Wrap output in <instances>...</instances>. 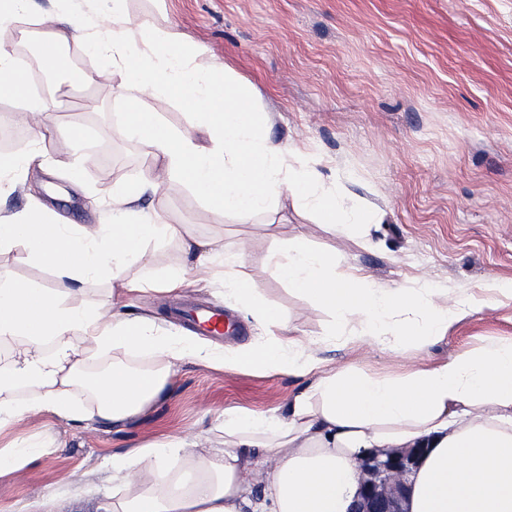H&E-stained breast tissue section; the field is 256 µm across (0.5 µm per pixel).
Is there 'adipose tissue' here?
I'll use <instances>...</instances> for the list:
<instances>
[{
  "instance_id": "1",
  "label": "adipose tissue",
  "mask_w": 512,
  "mask_h": 512,
  "mask_svg": "<svg viewBox=\"0 0 512 512\" xmlns=\"http://www.w3.org/2000/svg\"><path fill=\"white\" fill-rule=\"evenodd\" d=\"M125 2L112 0L105 14L97 0H57L56 12L35 20L39 68L66 71L61 50L72 44L95 56L97 68L82 81L116 89L125 135L147 147L155 166L113 197L111 219L99 224L61 223L41 204L0 215V251L24 245L63 281L38 288L0 276V346L12 352L0 367V470H23L45 454L42 443L16 434L28 416L126 421L161 398L176 366L190 360L234 373H286L308 385L272 414L225 409L206 439L174 436L106 459L118 487L102 512H349L362 485L358 459L400 448L423 451L407 477L404 512H512V338L396 377L336 368L318 355L326 340L397 356L409 344L427 348L481 310L485 295L512 297V280L487 281L480 296L386 288L335 253L287 239L267 263L331 317L324 334H299L263 296L259 272L243 273L245 249L225 250L193 225L168 223L163 206L141 208L143 192L179 180L207 207L244 221L289 197L335 230L374 223L376 213L348 206L343 186L324 187L319 158L265 132L248 83L199 65L180 33L133 19ZM0 95L18 101L20 119L39 137L50 134L55 96L31 93L5 45ZM171 96L191 112L190 129L170 128L143 106ZM172 240L191 251V268L156 271L151 247ZM90 277L111 281L109 293L92 306L71 303V283ZM214 281L263 342L219 347L127 311L139 294L175 297ZM254 471L268 476L257 498L247 480Z\"/></svg>"
}]
</instances>
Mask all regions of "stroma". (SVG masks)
<instances>
[{"instance_id":"1","label":"stroma","mask_w":512,"mask_h":512,"mask_svg":"<svg viewBox=\"0 0 512 512\" xmlns=\"http://www.w3.org/2000/svg\"><path fill=\"white\" fill-rule=\"evenodd\" d=\"M192 43L199 60L248 81L269 133L316 154L325 183L344 177L352 202L376 210L377 224L332 232L282 199L242 224L208 209L191 188L165 183L172 224L220 235L261 263L296 236L363 268L380 285L429 283L455 295L487 276L512 279V0H128ZM54 113L59 133L76 129L83 163L74 177L52 176L56 140L41 145L43 165L24 187L0 195V213L40 198L66 224L112 215L113 194L139 182L151 160L120 134L123 102L110 86L66 76ZM41 288L58 284L23 248L0 253V271ZM267 299L301 332L316 336L330 317L292 293L274 270L261 282ZM512 337V298L465 316L447 336L400 358L327 342L329 364L395 375L435 364L461 349ZM286 374L220 371L180 364L164 396L128 422L87 427L45 415L22 423L48 455L17 473L0 471V512H99L112 494L104 458L170 436L205 434L227 406L269 413L306 387Z\"/></svg>"}]
</instances>
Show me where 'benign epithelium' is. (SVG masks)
<instances>
[{
    "label": "benign epithelium",
    "mask_w": 512,
    "mask_h": 512,
    "mask_svg": "<svg viewBox=\"0 0 512 512\" xmlns=\"http://www.w3.org/2000/svg\"><path fill=\"white\" fill-rule=\"evenodd\" d=\"M421 453L420 448H410L391 452L383 460L361 459L362 491L350 512H403L405 481Z\"/></svg>",
    "instance_id": "benign-epithelium-1"
}]
</instances>
